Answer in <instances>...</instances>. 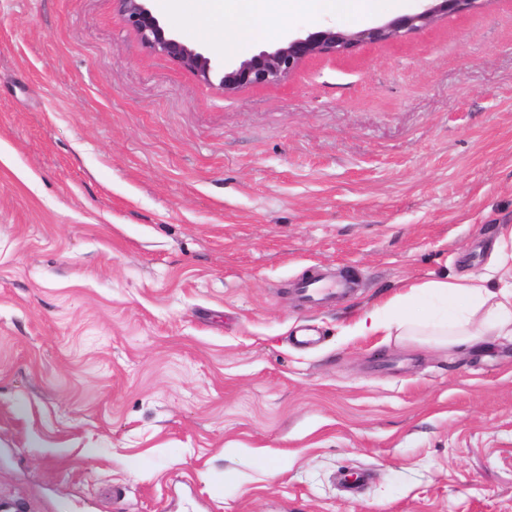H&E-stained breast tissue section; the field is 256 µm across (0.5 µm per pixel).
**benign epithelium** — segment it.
Masks as SVG:
<instances>
[{"label":"benign epithelium","instance_id":"1","mask_svg":"<svg viewBox=\"0 0 512 512\" xmlns=\"http://www.w3.org/2000/svg\"><path fill=\"white\" fill-rule=\"evenodd\" d=\"M117 2L125 24L146 48L168 57L206 82L218 76L219 88L226 95L244 87L280 84L310 57L343 56L362 44L398 40L429 26L441 16L469 13L480 5V0H429L418 12L357 31L327 29L290 34L280 45L261 49L252 57L233 64L215 61L205 48H190L167 34L160 18L149 6L150 0Z\"/></svg>","mask_w":512,"mask_h":512}]
</instances>
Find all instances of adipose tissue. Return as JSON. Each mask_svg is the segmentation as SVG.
Segmentation results:
<instances>
[{"label": "adipose tissue", "instance_id": "1", "mask_svg": "<svg viewBox=\"0 0 512 512\" xmlns=\"http://www.w3.org/2000/svg\"><path fill=\"white\" fill-rule=\"evenodd\" d=\"M170 15L194 6L206 19H222L228 50L244 38L278 37L285 20L307 15L370 17L381 0H157ZM501 287L483 276L442 277L413 284L384 305L366 311L355 325L361 334L401 339L432 337L441 346L459 348L480 336L512 337V266H503Z\"/></svg>", "mask_w": 512, "mask_h": 512}]
</instances>
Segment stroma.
I'll return each instance as SVG.
<instances>
[{
	"instance_id": "obj_1",
	"label": "stroma",
	"mask_w": 512,
	"mask_h": 512,
	"mask_svg": "<svg viewBox=\"0 0 512 512\" xmlns=\"http://www.w3.org/2000/svg\"><path fill=\"white\" fill-rule=\"evenodd\" d=\"M511 237L512 0L229 96L116 0H0V512H512V341L353 329ZM353 290L348 281H341L318 274L301 282L297 288V295L301 302L318 305L336 301V296H343Z\"/></svg>"
}]
</instances>
